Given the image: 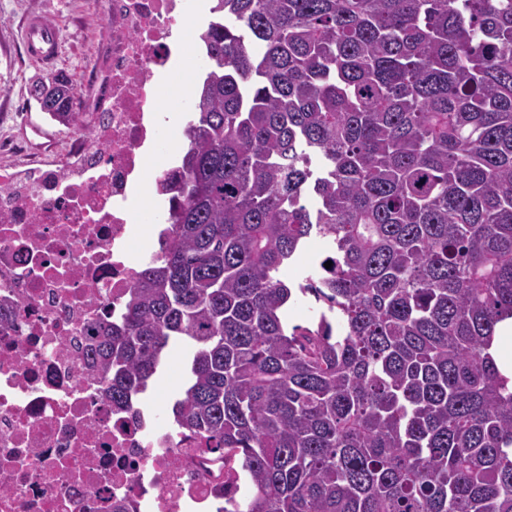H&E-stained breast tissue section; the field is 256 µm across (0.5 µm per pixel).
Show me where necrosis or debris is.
Listing matches in <instances>:
<instances>
[{
	"label": "necrosis or debris",
	"mask_w": 512,
	"mask_h": 512,
	"mask_svg": "<svg viewBox=\"0 0 512 512\" xmlns=\"http://www.w3.org/2000/svg\"><path fill=\"white\" fill-rule=\"evenodd\" d=\"M184 0H104L112 54L71 158L0 165V512H222L239 474L140 401L112 406L89 337L164 246L137 217Z\"/></svg>",
	"instance_id": "4bbe7bcc"
}]
</instances>
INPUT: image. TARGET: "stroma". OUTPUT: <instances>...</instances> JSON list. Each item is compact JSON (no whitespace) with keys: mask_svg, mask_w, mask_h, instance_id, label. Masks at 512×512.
Here are the masks:
<instances>
[{"mask_svg":"<svg viewBox=\"0 0 512 512\" xmlns=\"http://www.w3.org/2000/svg\"><path fill=\"white\" fill-rule=\"evenodd\" d=\"M101 0H0V141L22 136L29 123L37 122L53 135L37 157L59 161L69 154L73 133L46 119L31 96L33 84L48 75L70 79L81 98L98 90L97 67L109 48L105 29L97 16ZM39 13L60 28L64 48L54 67L31 62L21 40L27 15ZM184 344L173 345L165 366L149 385L147 396L160 410H169L186 380Z\"/></svg>","mask_w":512,"mask_h":512,"instance_id":"1","label":"stroma"}]
</instances>
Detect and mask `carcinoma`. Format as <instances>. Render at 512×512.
<instances>
[{"instance_id":"carcinoma-1","label":"carcinoma","mask_w":512,"mask_h":512,"mask_svg":"<svg viewBox=\"0 0 512 512\" xmlns=\"http://www.w3.org/2000/svg\"><path fill=\"white\" fill-rule=\"evenodd\" d=\"M169 244L91 352L248 475L224 512H512V0H216ZM79 121L73 84L32 90ZM311 238L326 260L280 278ZM314 298L310 327L285 308ZM495 336L490 354L501 375L509 380L508 386L512 387V355L505 351V345L512 339V317L496 325ZM186 360V349L183 343H177L170 348L165 363L154 381L149 384L147 397L153 407L168 413L177 392L187 378ZM168 367L171 368L170 372L167 371Z\"/></svg>"}]
</instances>
